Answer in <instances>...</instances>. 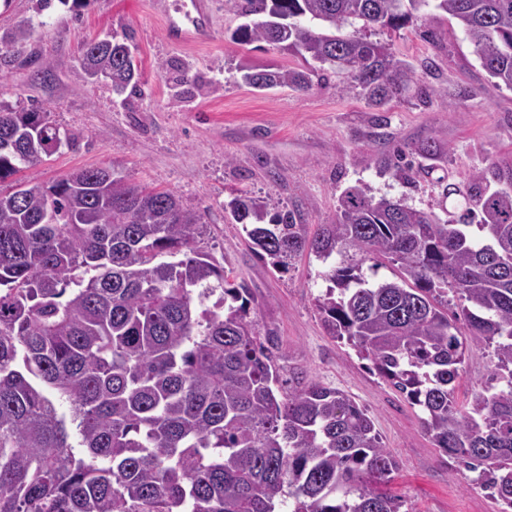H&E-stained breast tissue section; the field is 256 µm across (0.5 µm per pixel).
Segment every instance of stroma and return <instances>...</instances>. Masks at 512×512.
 Segmentation results:
<instances>
[{
    "label": "stroma",
    "instance_id": "stroma-1",
    "mask_svg": "<svg viewBox=\"0 0 512 512\" xmlns=\"http://www.w3.org/2000/svg\"><path fill=\"white\" fill-rule=\"evenodd\" d=\"M210 2L200 32L177 45L167 20L182 18L186 0H88L80 7L52 0L44 10L39 0H0V35L22 19L39 24L22 56L0 55V102L38 107L76 137L72 147L22 169L19 179L49 183L75 168L105 166L147 189L175 192L202 216L198 250L248 288L255 329L277 337L281 365L348 392L369 411L399 462L391 487L403 496L404 512H500L463 466L435 448L420 412L326 333L313 299L325 290L330 266L357 262V255L350 251L328 263L305 255L288 270H274L255 255L224 206L244 191L297 211L312 231L335 215L346 188L364 184L374 195L459 220L462 207L442 198L420 148L442 146L441 173L460 188L482 171L489 188L499 189L496 172L512 170V89L481 68L455 20L421 17L396 32L367 33L414 67L415 94L384 109L369 106L335 76L307 92H260L242 81L241 68H296L301 58L265 42L236 43L240 17L227 0ZM107 35L133 48L141 93L119 96L107 81H87L79 64L83 47ZM46 57L52 71L42 81L36 74ZM421 89L430 90L427 101L419 100ZM403 145L410 169L399 181L384 160ZM491 368L490 349L470 345L458 399L480 389Z\"/></svg>",
    "mask_w": 512,
    "mask_h": 512
}]
</instances>
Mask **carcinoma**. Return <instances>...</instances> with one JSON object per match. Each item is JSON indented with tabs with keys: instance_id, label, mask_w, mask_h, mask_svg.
Instances as JSON below:
<instances>
[{
	"instance_id": "1",
	"label": "carcinoma",
	"mask_w": 512,
	"mask_h": 512,
	"mask_svg": "<svg viewBox=\"0 0 512 512\" xmlns=\"http://www.w3.org/2000/svg\"><path fill=\"white\" fill-rule=\"evenodd\" d=\"M431 1L430 19H454L512 89V0H232L245 19L233 40L303 61L242 80L308 91L342 74L382 108L414 70L365 31L402 29ZM33 31L22 20L0 43L19 55ZM130 56L101 39L79 62L122 94L139 82ZM73 142L47 113L1 102L0 184ZM485 180L473 175L463 198L484 242L360 185L311 237L293 211L246 193L230 207L276 270L306 250L361 255L325 275L315 306L327 332L419 407L433 445L512 512V193ZM202 229L174 192L102 167L0 187V512H402L386 489L396 460L367 410L298 368L283 378L247 289L197 250ZM366 261L392 263L395 278L369 281ZM450 289L462 300L451 318ZM471 343L492 349L493 367L463 404L454 390Z\"/></svg>"
}]
</instances>
